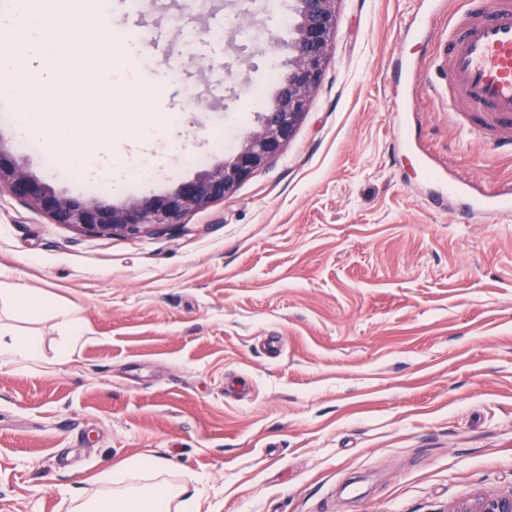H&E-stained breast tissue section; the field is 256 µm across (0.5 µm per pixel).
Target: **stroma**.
<instances>
[{"label": "stroma", "instance_id": "35a3bbf8", "mask_svg": "<svg viewBox=\"0 0 512 512\" xmlns=\"http://www.w3.org/2000/svg\"><path fill=\"white\" fill-rule=\"evenodd\" d=\"M152 0L133 74L77 63L108 41L90 0L63 71L71 109L112 157L149 152L159 178L126 191L65 170L68 146L0 138L59 193L120 204L161 194L230 155L285 73L293 0ZM459 0H339L322 83L294 137L232 195L162 233L92 237L0 195V283L54 310L0 321L36 336L39 361L0 358V512H71L116 464L145 455L196 489L201 512H453L512 492V216L435 209L428 167L480 191L512 186V150L463 130L436 97L435 35ZM255 8L258 42L235 35ZM432 76L434 88L422 79ZM259 87V104L241 99ZM109 97L111 119L92 112ZM206 112L186 111L187 98ZM407 101L409 139L391 110ZM153 136L140 144L141 126ZM85 335L59 354L65 316Z\"/></svg>", "mask_w": 512, "mask_h": 512}]
</instances>
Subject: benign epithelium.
I'll return each mask as SVG.
<instances>
[{"instance_id": "benign-epithelium-1", "label": "benign epithelium", "mask_w": 512, "mask_h": 512, "mask_svg": "<svg viewBox=\"0 0 512 512\" xmlns=\"http://www.w3.org/2000/svg\"><path fill=\"white\" fill-rule=\"evenodd\" d=\"M336 2L296 0L298 23L282 45L288 72L277 94L233 153L196 177L178 182L162 195L130 198L121 204L101 197L67 196L26 170L11 145L0 139V191L54 224L69 225L91 236L134 237L165 231L182 223L189 213L224 200L279 155L308 112L330 57ZM453 512H512V494L480 496L459 504Z\"/></svg>"}]
</instances>
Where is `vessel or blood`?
Here are the masks:
<instances>
[{
  "label": "vessel or blood",
  "instance_id": "b4317fda",
  "mask_svg": "<svg viewBox=\"0 0 512 512\" xmlns=\"http://www.w3.org/2000/svg\"><path fill=\"white\" fill-rule=\"evenodd\" d=\"M436 55L449 77V111L477 116L498 146H512V0H464ZM446 182L449 199L468 213H512V191L478 194L468 182Z\"/></svg>",
  "mask_w": 512,
  "mask_h": 512
}]
</instances>
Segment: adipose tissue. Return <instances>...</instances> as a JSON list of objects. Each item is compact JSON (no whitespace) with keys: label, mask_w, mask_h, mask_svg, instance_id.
Masks as SVG:
<instances>
[{"label":"adipose tissue","mask_w":512,"mask_h":512,"mask_svg":"<svg viewBox=\"0 0 512 512\" xmlns=\"http://www.w3.org/2000/svg\"><path fill=\"white\" fill-rule=\"evenodd\" d=\"M51 0H29L26 7L0 5V96L17 95L28 84L43 89L56 87L62 51L74 39L70 25L49 26L43 21ZM109 144L93 150L67 152V166L75 175H96L111 179L114 189H125L132 176L148 178L156 174L153 160L140 156L134 169L105 163ZM170 466L161 456L137 457L103 474V490L98 496L83 500L75 512H170L178 505L180 512H199L194 497L184 485L167 483Z\"/></svg>","instance_id":"ef3b65f1"}]
</instances>
